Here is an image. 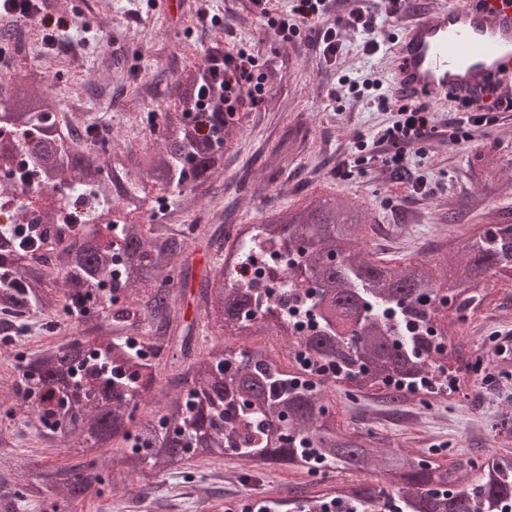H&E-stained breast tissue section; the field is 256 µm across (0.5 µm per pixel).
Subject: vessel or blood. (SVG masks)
Segmentation results:
<instances>
[{"mask_svg": "<svg viewBox=\"0 0 512 512\" xmlns=\"http://www.w3.org/2000/svg\"><path fill=\"white\" fill-rule=\"evenodd\" d=\"M392 83L416 102L512 96V0H442L406 18L392 44Z\"/></svg>", "mask_w": 512, "mask_h": 512, "instance_id": "vessel-or-blood-1", "label": "vessel or blood"}]
</instances>
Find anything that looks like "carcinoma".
Returning a JSON list of instances; mask_svg holds the SVG:
<instances>
[{
  "label": "carcinoma",
  "instance_id": "obj_1",
  "mask_svg": "<svg viewBox=\"0 0 512 512\" xmlns=\"http://www.w3.org/2000/svg\"><path fill=\"white\" fill-rule=\"evenodd\" d=\"M209 58L224 60L221 42L206 45L202 63L158 79L174 104L141 130L136 147L78 112L60 111L48 75L20 65L0 75V128L15 132L14 142L0 144V170L11 173L24 158L44 187L90 201L99 226L98 235L86 234L77 216L51 205L35 241L19 225L0 223V315L81 314L78 336L45 347L17 376L24 412L75 462L19 458L8 479L29 498L62 495L76 504L106 482H157L174 464L229 451L251 472L274 465L379 470L376 482L338 484L325 494L296 486L293 512H323L328 502L334 512H498L512 504L511 456L493 457L469 479L459 463L374 448L339 424L328 399L338 381L361 394L381 390L389 402L405 401L411 390H448L434 374L448 344L432 310L444 292L466 308L470 292L489 278L512 281L505 213L476 229L446 271L425 259H373L361 247L371 213L349 199L313 195L297 209L272 210L250 231L236 230L238 247L199 284L197 311L231 338L278 336L280 317L297 308L316 320L318 332L289 336L287 367L261 347L198 349L174 273L189 264L192 240L208 228L186 218L201 211L248 118L232 117L219 99L196 104L213 73ZM293 150L278 143L272 164L288 169ZM149 186L158 195L149 223L141 224L132 214L145 206ZM218 220L208 246L220 252L230 232L224 216ZM281 242L291 246L280 268L290 287L272 299L239 272ZM107 278L124 301L105 296L94 311L92 297ZM169 359L179 393L129 432Z\"/></svg>",
  "mask_w": 512,
  "mask_h": 512
}]
</instances>
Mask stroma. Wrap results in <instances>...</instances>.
Segmentation results:
<instances>
[{"instance_id":"obj_1","label":"stroma","mask_w":512,"mask_h":512,"mask_svg":"<svg viewBox=\"0 0 512 512\" xmlns=\"http://www.w3.org/2000/svg\"><path fill=\"white\" fill-rule=\"evenodd\" d=\"M223 18L222 27L198 21L201 6ZM44 11L64 19L55 46L46 45L39 28L30 27L24 53L29 66L55 75L52 92L64 111L81 112L99 127L111 129L132 143L140 138L128 123L129 114L146 118L158 93L145 83L148 75L166 77L198 63L200 47L210 38L250 50L261 74L278 73L267 82L264 102L253 109L224 156V171L214 184V200L227 208L230 224L259 223L273 208H298L313 194L333 193L368 208L373 226L367 249L385 259L427 258L436 263L456 259L465 237L463 224L479 227L487 215L512 210V117L479 132L469 146L450 148L439 140L425 148L411 146L407 163L412 178L426 181L431 192L413 194L374 168L337 178V163L349 154L358 133H376L392 123L393 113L357 100L339 87L341 75L361 78L375 74L391 85V54L368 56L359 50L358 33L338 27L343 53L326 64L312 33L282 40L259 21L251 0H46ZM95 71L97 83L80 80ZM338 97H331V90ZM305 139L288 170L272 174L264 165L271 147L288 134ZM477 303L459 311L457 303L439 308L438 319L461 345L450 367L466 370L479 362L493 374L490 382L475 381L450 399L423 405L412 399L389 405L377 395L353 396L337 384L330 402L340 424L372 437L381 448L415 451L437 457L443 464L464 462L482 453L492 457L512 453V363L501 364L498 338L512 340V287L494 277L477 289ZM73 322L35 319L23 335L0 343V371H12L18 357L30 356L47 342L68 341ZM14 389H0V474L14 458L63 463L66 452L54 449L39 424L15 412ZM247 468L231 453L201 463L173 466L156 484L149 503L168 504V512H214L223 503L235 512L243 504L284 499L296 485L326 490L344 481H376L370 472L331 469L308 473L272 466L247 478ZM140 496L121 487H102L100 494L71 507L55 496L28 502L0 486V512H133Z\"/></svg>"}]
</instances>
